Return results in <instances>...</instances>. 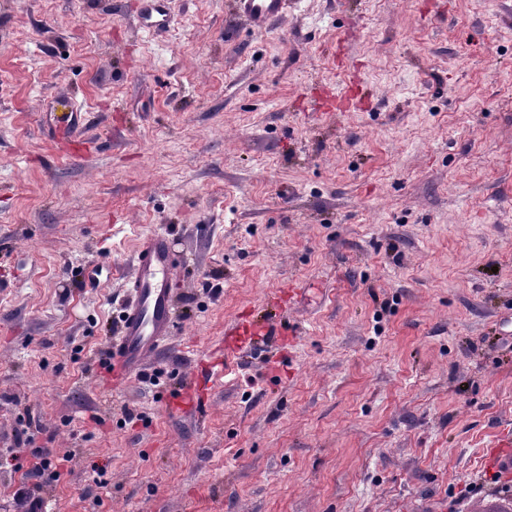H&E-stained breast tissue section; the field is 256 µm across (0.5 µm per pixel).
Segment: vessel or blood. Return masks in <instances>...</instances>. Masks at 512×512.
Instances as JSON below:
<instances>
[{
    "label": "vessel or blood",
    "instance_id": "b4317fda",
    "mask_svg": "<svg viewBox=\"0 0 512 512\" xmlns=\"http://www.w3.org/2000/svg\"><path fill=\"white\" fill-rule=\"evenodd\" d=\"M233 5L235 16L244 20L250 30L263 32L284 16L292 0H233ZM166 16V0H142L140 20L145 31L163 26ZM182 263V256L171 250L166 232H153L141 241L129 299L123 311L121 335L110 344L107 352V368L113 380H128L164 347L172 335L176 320L168 275ZM284 333L275 314L229 323L224 330L223 357L200 362L177 400L176 409L187 413L202 409V391L223 380L229 371L230 358L252 349L270 336Z\"/></svg>",
    "mask_w": 512,
    "mask_h": 512
}]
</instances>
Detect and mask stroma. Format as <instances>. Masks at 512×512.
Wrapping results in <instances>:
<instances>
[{"label": "stroma", "mask_w": 512, "mask_h": 512, "mask_svg": "<svg viewBox=\"0 0 512 512\" xmlns=\"http://www.w3.org/2000/svg\"><path fill=\"white\" fill-rule=\"evenodd\" d=\"M231 2L170 0L151 35L140 0H0V512L27 413L72 457L48 512H448L469 483L490 512L491 475L512 482V0H296L263 33ZM74 119L83 158L56 145ZM158 229L187 259L176 326L116 385L100 363ZM275 300L294 335L173 412L225 323Z\"/></svg>", "instance_id": "obj_1"}]
</instances>
